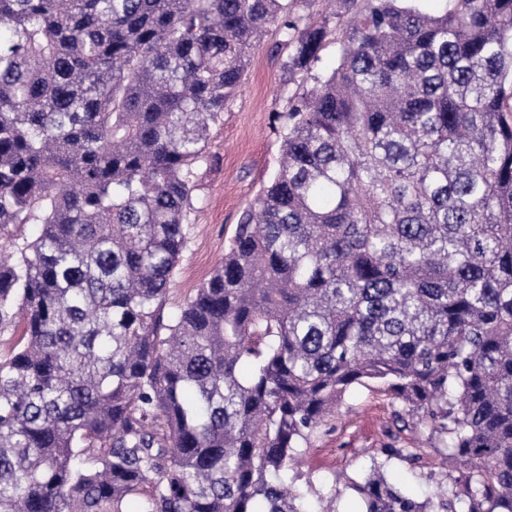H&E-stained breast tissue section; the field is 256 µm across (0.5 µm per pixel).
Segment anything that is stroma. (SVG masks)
Here are the masks:
<instances>
[{
	"label": "stroma",
	"instance_id": "1",
	"mask_svg": "<svg viewBox=\"0 0 512 512\" xmlns=\"http://www.w3.org/2000/svg\"><path fill=\"white\" fill-rule=\"evenodd\" d=\"M341 48L335 35H328L312 72L292 71L287 66L292 48L282 31L272 27L265 33L238 95L210 128L207 159L197 170L192 193L189 240L173 275L167 315L177 313L223 257L241 211L278 167L285 115L295 96L311 84L313 74L332 70ZM392 412L377 383L352 386L335 422L302 453L299 485H335L342 512H359L361 502L349 483L360 476L367 450L386 442Z\"/></svg>",
	"mask_w": 512,
	"mask_h": 512
}]
</instances>
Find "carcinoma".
Listing matches in <instances>:
<instances>
[{"mask_svg":"<svg viewBox=\"0 0 512 512\" xmlns=\"http://www.w3.org/2000/svg\"><path fill=\"white\" fill-rule=\"evenodd\" d=\"M340 8L336 67L168 319L211 124L268 27L309 71L329 18L0 0V234L40 225L0 260V512H337L289 472L366 380L399 409L361 512H512V0ZM384 470L392 483L412 493L419 500L426 499L435 490V485L428 482L419 469H412L399 460H392Z\"/></svg>","mask_w":512,"mask_h":512,"instance_id":"obj_1","label":"carcinoma"}]
</instances>
